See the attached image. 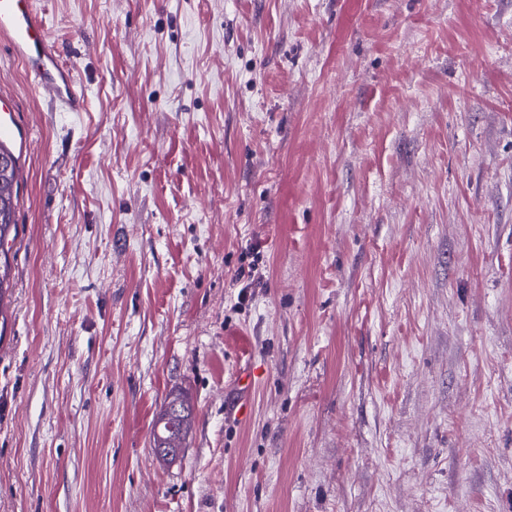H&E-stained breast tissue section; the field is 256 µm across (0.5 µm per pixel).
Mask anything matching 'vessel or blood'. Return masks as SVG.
<instances>
[{"label": "vessel or blood", "instance_id": "vessel-or-blood-1", "mask_svg": "<svg viewBox=\"0 0 512 512\" xmlns=\"http://www.w3.org/2000/svg\"><path fill=\"white\" fill-rule=\"evenodd\" d=\"M0 39L26 67L34 85L61 112H81L85 97L71 67L47 35L45 20L30 0H0Z\"/></svg>", "mask_w": 512, "mask_h": 512}]
</instances>
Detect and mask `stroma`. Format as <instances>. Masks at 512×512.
I'll list each match as a JSON object with an SVG mask.
<instances>
[{
    "mask_svg": "<svg viewBox=\"0 0 512 512\" xmlns=\"http://www.w3.org/2000/svg\"><path fill=\"white\" fill-rule=\"evenodd\" d=\"M34 3L0 512H512V0ZM0 39L26 67L34 85L59 112H82L86 102L74 70L60 60L45 20L29 0H0ZM177 407L179 410L174 409ZM195 422L194 407L186 392H177L168 398L156 419L153 444L158 457L166 454V448H185V440Z\"/></svg>",
    "mask_w": 512,
    "mask_h": 512,
    "instance_id": "1",
    "label": "stroma"
}]
</instances>
